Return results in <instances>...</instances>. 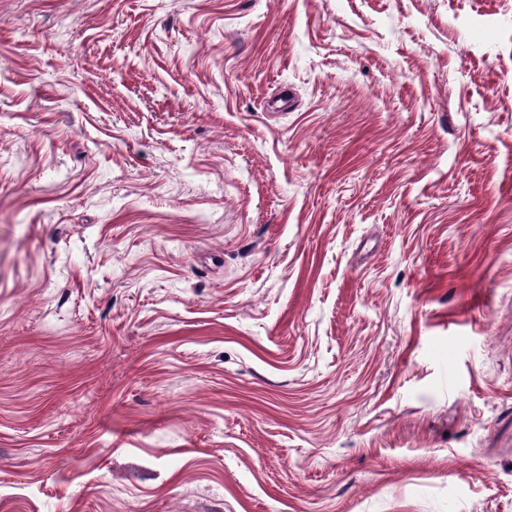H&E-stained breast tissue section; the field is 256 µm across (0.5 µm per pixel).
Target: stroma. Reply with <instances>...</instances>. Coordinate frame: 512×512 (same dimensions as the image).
<instances>
[{
    "mask_svg": "<svg viewBox=\"0 0 512 512\" xmlns=\"http://www.w3.org/2000/svg\"><path fill=\"white\" fill-rule=\"evenodd\" d=\"M0 512H512V0H0Z\"/></svg>",
    "mask_w": 512,
    "mask_h": 512,
    "instance_id": "35a3bbf8",
    "label": "stroma"
}]
</instances>
